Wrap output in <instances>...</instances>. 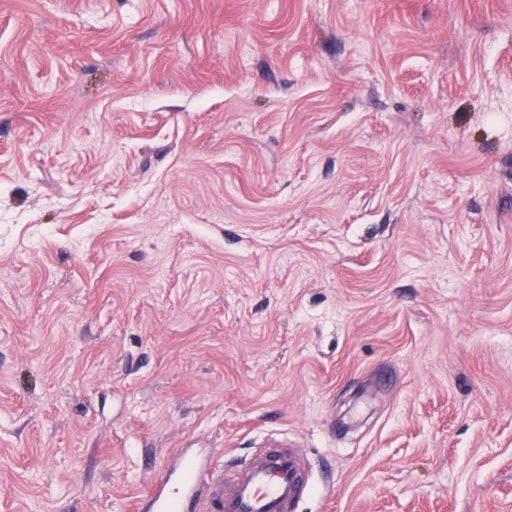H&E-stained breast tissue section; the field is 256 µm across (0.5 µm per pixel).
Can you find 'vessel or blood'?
Instances as JSON below:
<instances>
[{
  "label": "vessel or blood",
  "mask_w": 512,
  "mask_h": 512,
  "mask_svg": "<svg viewBox=\"0 0 512 512\" xmlns=\"http://www.w3.org/2000/svg\"><path fill=\"white\" fill-rule=\"evenodd\" d=\"M309 491L300 449L277 441L258 449L241 468L225 470L205 448H182L175 465L159 472L135 512H293Z\"/></svg>",
  "instance_id": "vessel-or-blood-1"
}]
</instances>
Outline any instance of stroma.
Listing matches in <instances>:
<instances>
[{
	"instance_id": "1",
	"label": "stroma",
	"mask_w": 512,
	"mask_h": 512,
	"mask_svg": "<svg viewBox=\"0 0 512 512\" xmlns=\"http://www.w3.org/2000/svg\"><path fill=\"white\" fill-rule=\"evenodd\" d=\"M268 435L512 512V0H0V512Z\"/></svg>"
}]
</instances>
